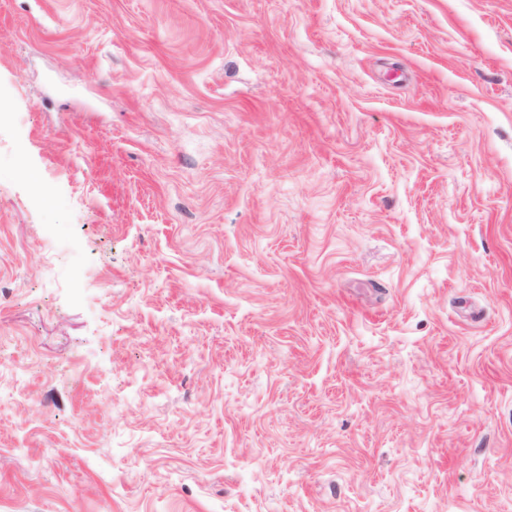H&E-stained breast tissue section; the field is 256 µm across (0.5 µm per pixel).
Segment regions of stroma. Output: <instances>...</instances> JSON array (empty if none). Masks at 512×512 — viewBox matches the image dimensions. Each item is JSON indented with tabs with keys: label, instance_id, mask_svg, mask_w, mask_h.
Wrapping results in <instances>:
<instances>
[{
	"label": "stroma",
	"instance_id": "1",
	"mask_svg": "<svg viewBox=\"0 0 512 512\" xmlns=\"http://www.w3.org/2000/svg\"><path fill=\"white\" fill-rule=\"evenodd\" d=\"M0 108V512H512V0H0Z\"/></svg>",
	"mask_w": 512,
	"mask_h": 512
}]
</instances>
